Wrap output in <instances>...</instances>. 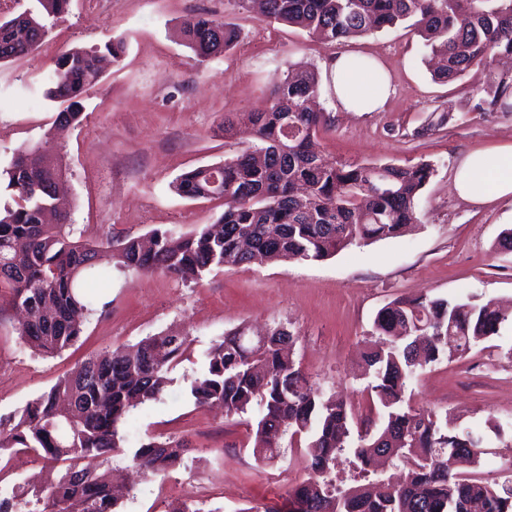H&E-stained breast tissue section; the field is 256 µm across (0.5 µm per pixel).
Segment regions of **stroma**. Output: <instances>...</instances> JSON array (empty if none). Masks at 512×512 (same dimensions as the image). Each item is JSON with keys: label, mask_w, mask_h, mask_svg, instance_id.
Returning a JSON list of instances; mask_svg holds the SVG:
<instances>
[{"label": "stroma", "mask_w": 512, "mask_h": 512, "mask_svg": "<svg viewBox=\"0 0 512 512\" xmlns=\"http://www.w3.org/2000/svg\"><path fill=\"white\" fill-rule=\"evenodd\" d=\"M192 13H215L240 31L237 45L199 62L179 28ZM29 57L0 63V168L24 143L52 134L63 164L65 196L75 235L129 238L155 229L189 232L221 214L218 200L179 196L175 179L218 163L242 147L241 136L216 129L225 117L245 123L266 111L288 70L308 66L326 75L339 51L380 57L394 91L380 112L320 107L331 128L315 150L341 163L430 162L434 173L417 200L418 224L406 235L345 249L322 261L254 262L212 271L194 284L161 273L112 268L94 286L103 308L88 315L79 341L60 355L34 354L20 340L17 319L0 295V417L22 409L89 356L158 333L190 340L162 398L133 410L125 422L132 444L148 438L187 446L184 463L165 473H128L114 459L116 482H130L121 512H167L194 503L197 512H263L283 503L290 485L306 478L299 445L282 448L271 464L253 455L257 411L228 416L195 404L191 383L212 342L240 326L287 327L296 359L326 394L343 399L357 418L370 415L359 343L377 312L393 299L429 294L467 303L488 300L512 312V256L494 254L500 232L512 227L501 204L473 205L451 184L461 157L512 141V112L475 105L487 80L473 68L458 81H433L422 39L397 27L327 44L286 24L269 25L233 0H71L68 12ZM123 40L118 62L85 100L76 127L54 130L55 106L43 92L52 58L74 47ZM446 123H439L440 115ZM413 406L447 417L449 426L486 431L512 427V320L499 336L462 358L427 368L408 386Z\"/></svg>", "instance_id": "1"}]
</instances>
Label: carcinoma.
Here are the masks:
<instances>
[{
    "instance_id": "cac0c4a2",
    "label": "carcinoma",
    "mask_w": 512,
    "mask_h": 512,
    "mask_svg": "<svg viewBox=\"0 0 512 512\" xmlns=\"http://www.w3.org/2000/svg\"><path fill=\"white\" fill-rule=\"evenodd\" d=\"M36 2L38 10L0 20V62L33 54L48 33L42 16L68 12L71 0ZM263 21L296 25L324 43L407 23L425 46L440 52L434 78L441 82L512 56V0H263ZM181 34L201 62L239 39L236 28L206 14L186 18ZM123 52L122 42L110 40L55 57L45 97L59 104L56 124L82 122L86 93L101 80L102 59L116 61ZM319 92L315 71L287 73L274 87L269 109L250 116L249 146L175 180L181 197L212 200L217 171L224 190L218 222L186 234L168 229L143 239H75L71 205L56 192L62 169L50 140L17 148L0 171L8 194L0 205V291L7 290L20 315L24 343L50 357L79 341L82 315L99 303L88 292L90 283L109 274L96 268L102 248L122 269L198 283L215 268L258 257L321 261L351 246L397 238L418 223L416 201L433 175L431 163L341 164L315 154L312 140L331 127L326 113L308 106ZM482 92L477 108L512 111V76L489 73ZM244 239L246 251L240 248ZM511 317L490 300L460 303L428 294L379 310L373 339L360 355L371 371L370 395L383 423L359 434L355 444L353 415L344 402L324 398L297 364L294 335L283 326L269 330L258 346L243 339V327L225 334L206 352L190 394L195 404L221 405L229 415L261 407L253 454L262 463L280 456L283 434L309 437L308 477L288 491V505H300L297 512H471L474 503L483 512H512V454L504 456V479L479 478L486 435L450 430L436 413L406 401L408 383L419 371L491 341ZM158 349L163 355L156 359ZM185 351L186 339L157 334L101 352L13 416L0 418V453L16 449L61 465L47 489L15 484L0 494V512H116L106 469L112 456L124 454L130 467L156 473L179 465L182 442L150 439L129 447L123 424L133 409L161 399ZM344 452L364 479L381 456L401 465L405 479L397 485L380 481L378 492L361 482L338 488L329 476Z\"/></svg>"
}]
</instances>
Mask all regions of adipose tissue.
<instances>
[{
    "label": "adipose tissue",
    "instance_id": "adipose-tissue-1",
    "mask_svg": "<svg viewBox=\"0 0 512 512\" xmlns=\"http://www.w3.org/2000/svg\"><path fill=\"white\" fill-rule=\"evenodd\" d=\"M334 108L339 112H379L393 91L389 71L375 56L336 54L328 66ZM458 197L474 204L512 206V142L475 150L459 162L453 177Z\"/></svg>",
    "mask_w": 512,
    "mask_h": 512
}]
</instances>
